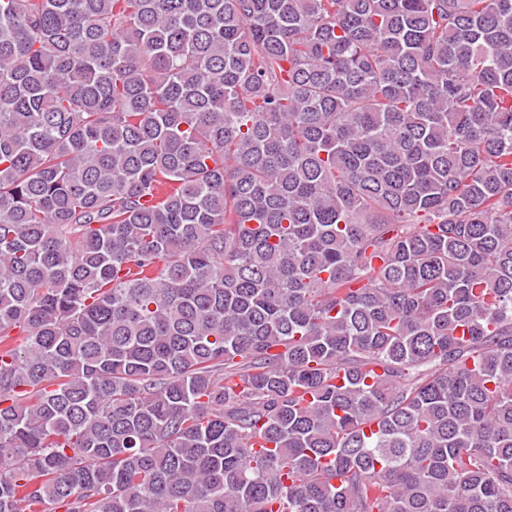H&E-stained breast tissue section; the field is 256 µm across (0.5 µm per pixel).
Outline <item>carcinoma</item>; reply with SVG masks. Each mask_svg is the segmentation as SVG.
I'll return each instance as SVG.
<instances>
[{"label": "carcinoma", "instance_id": "cac0c4a2", "mask_svg": "<svg viewBox=\"0 0 512 512\" xmlns=\"http://www.w3.org/2000/svg\"><path fill=\"white\" fill-rule=\"evenodd\" d=\"M48 503L512 512V0H0V512Z\"/></svg>", "mask_w": 512, "mask_h": 512}]
</instances>
